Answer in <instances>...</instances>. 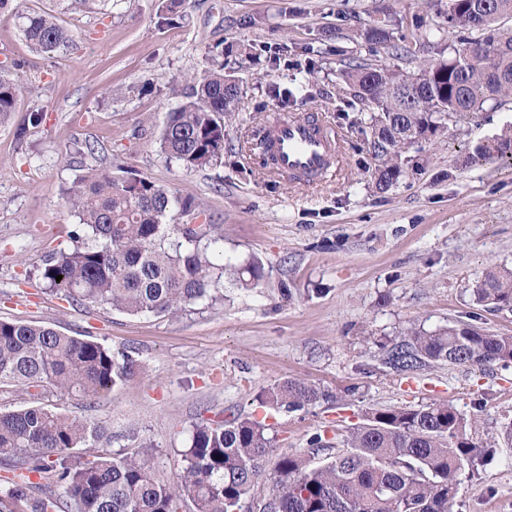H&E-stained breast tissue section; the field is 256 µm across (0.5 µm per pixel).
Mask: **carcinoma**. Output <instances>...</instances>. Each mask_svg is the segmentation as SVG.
I'll use <instances>...</instances> for the list:
<instances>
[{"label": "carcinoma", "instance_id": "carcinoma-1", "mask_svg": "<svg viewBox=\"0 0 512 512\" xmlns=\"http://www.w3.org/2000/svg\"><path fill=\"white\" fill-rule=\"evenodd\" d=\"M486 16L482 28L476 14ZM448 26L465 33L469 53L429 63L412 77L398 66L352 62L341 75L354 97L371 112V145L378 160L373 183L379 191L403 173V153L448 129V118L512 103V30L497 27L512 17V0H448ZM24 34L33 50L49 55L73 35L45 14L28 13ZM360 37L381 44L397 58L415 55L429 40L396 44L383 26H369ZM188 100L168 113L159 151L186 171L205 169L224 157L225 124L235 119L241 89L224 65L190 76ZM22 87L0 74V122L14 111ZM512 160V128L465 156L464 164ZM79 217L69 252L44 260L48 287L71 302L110 307L130 315H166L202 302L223 299L222 279L233 271L243 288H263L269 273L252 261L238 268L214 262L224 255L217 224H175L178 215L199 214L194 202L144 177L95 170L66 193ZM62 276L56 280V276ZM472 300L492 311H512V271H489L472 291ZM433 362L486 368L512 363V335L490 334L472 325L432 332L414 331L386 350L384 364L412 375ZM138 368L127 351L60 332L52 327L0 319V389L51 387L93 402L112 392ZM332 393L300 379L287 378L257 396L263 408L298 411L332 402ZM270 425L254 417L193 426L191 445L174 485L159 483L144 443L120 456H99L74 464L69 451L93 431L77 415L32 404L0 412V463L24 469L21 481L0 497V512L13 500L28 501L30 512H58L48 493L29 499V475L54 471L75 512H177L189 500L194 512L243 510L258 488L269 485L271 498L260 512H450L464 466L485 448L466 434V421L448 403L419 408H380L364 414L344 449L317 465L300 454L283 453L274 473L263 462L273 452Z\"/></svg>", "mask_w": 512, "mask_h": 512}]
</instances>
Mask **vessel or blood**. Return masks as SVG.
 <instances>
[{"instance_id": "vessel-or-blood-1", "label": "vessel or blood", "mask_w": 512, "mask_h": 512, "mask_svg": "<svg viewBox=\"0 0 512 512\" xmlns=\"http://www.w3.org/2000/svg\"><path fill=\"white\" fill-rule=\"evenodd\" d=\"M263 144L275 170L291 180L316 186L336 170L338 142L312 117L274 120L263 133Z\"/></svg>"}]
</instances>
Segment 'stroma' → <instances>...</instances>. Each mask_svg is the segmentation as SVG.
Wrapping results in <instances>:
<instances>
[{
	"label": "stroma",
	"instance_id": "stroma-1",
	"mask_svg": "<svg viewBox=\"0 0 512 512\" xmlns=\"http://www.w3.org/2000/svg\"><path fill=\"white\" fill-rule=\"evenodd\" d=\"M162 0H26L0 10V73L22 85L0 123V319L34 322L132 352L134 375L107 398L89 403L55 390L43 401L98 429L72 460L118 455L153 445L149 464L161 483H176L180 453L199 418L269 417L275 453L310 455L309 438L341 446L369 408L452 404L469 421L467 434L493 445L476 474L462 472L451 512H512V447L495 444L512 419V365L486 369L432 364L410 376L383 363L385 350L412 331L471 324L512 334V312L471 299L488 267L512 268V163L465 166V150L512 126V104L449 127L408 152L396 184L376 191V159L368 113L340 75L353 57L392 64L385 49L365 43L366 25L406 35L415 12L430 16L424 61L460 45L437 6L419 0H185L181 14L160 23ZM53 15L74 41L50 56L33 52L22 11ZM258 16L262 25L239 21ZM332 39H325L326 31ZM245 42L271 48L276 64L218 55ZM223 65L238 79L236 118L225 128L221 162L188 172L166 161L158 137L168 112L183 101L185 77ZM38 126L16 130L29 113ZM309 115L337 137L335 175L318 187L264 168L258 151L238 152L245 134L275 114ZM24 126V125H23ZM91 142L94 154L77 153ZM94 169L130 173L169 187L201 209L202 224L221 225L224 258L261 260L285 280L276 289H246L224 279V299L169 315H129L69 303L39 282L45 258L74 247L77 215L67 190ZM287 377L337 394L295 412L268 414L255 397Z\"/></svg>",
	"mask_w": 512,
	"mask_h": 512
}]
</instances>
